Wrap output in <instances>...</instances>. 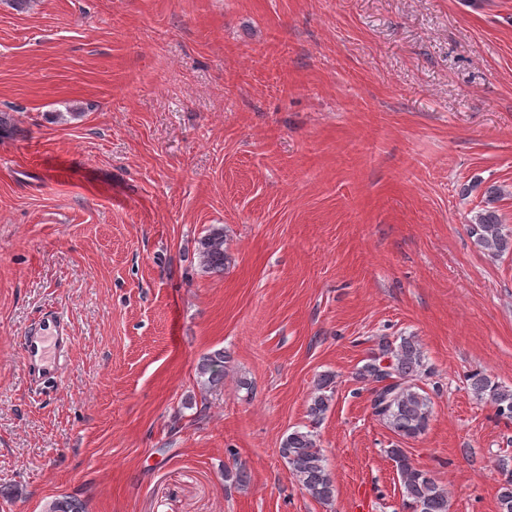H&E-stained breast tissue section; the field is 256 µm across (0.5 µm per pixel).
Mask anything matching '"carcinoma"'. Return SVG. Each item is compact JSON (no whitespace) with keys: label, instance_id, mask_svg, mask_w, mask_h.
<instances>
[{"label":"carcinoma","instance_id":"carcinoma-1","mask_svg":"<svg viewBox=\"0 0 512 512\" xmlns=\"http://www.w3.org/2000/svg\"><path fill=\"white\" fill-rule=\"evenodd\" d=\"M504 190L496 185L485 191V201L469 225L476 244L488 255L500 257L512 254V231L502 224L496 203ZM224 226L213 225L198 241L200 265L206 273H222L229 257L224 248ZM427 372L425 356L412 336L399 337L398 343L384 341L379 353L370 355L358 367L355 376L359 382L375 384L371 392L373 415L392 432L404 439H416L425 434L431 417V401L419 385ZM226 355L215 350L199 361L198 374L204 383L217 386L224 380ZM474 396L490 403L501 418L512 420V388L495 381L491 376L475 371L468 376ZM332 376L322 375L308 407L309 415L320 419L328 411L331 396L326 389ZM280 453L292 475L312 498L328 502L335 496L336 486L329 472L324 454L311 431L296 429L284 438ZM388 456L395 462L404 489L405 507L409 512H449L448 490L432 478L429 472L416 466L403 448H389ZM498 491L499 512H512V466L504 462L500 467ZM46 512H85V504L76 497L54 501Z\"/></svg>","mask_w":512,"mask_h":512}]
</instances>
